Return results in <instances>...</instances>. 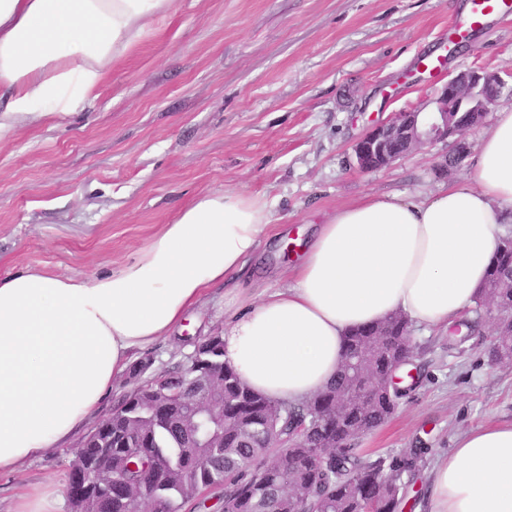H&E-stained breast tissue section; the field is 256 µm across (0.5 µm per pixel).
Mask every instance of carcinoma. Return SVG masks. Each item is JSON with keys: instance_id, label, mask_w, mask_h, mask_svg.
Returning <instances> with one entry per match:
<instances>
[{"instance_id": "cac0c4a2", "label": "carcinoma", "mask_w": 512, "mask_h": 512, "mask_svg": "<svg viewBox=\"0 0 512 512\" xmlns=\"http://www.w3.org/2000/svg\"><path fill=\"white\" fill-rule=\"evenodd\" d=\"M512 281V237L498 243L486 288L476 296L475 315L448 326V346L481 334L489 306L512 321V289L498 288L489 298V285ZM409 322L395 314L385 321L358 327L346 336L342 368L336 381L310 400L275 402L248 388L228 364L223 367L224 428L219 439H208L209 413L201 411L203 442L190 439L166 417L141 400L139 387L122 397L112 410V444L106 448L90 435L83 449L95 463L112 459L121 482L110 490L86 496L87 512H183L200 507L205 492L221 493L223 512H396L404 495L403 475L420 458L413 449L403 457H367L357 439L385 422L403 392L384 381L400 356L411 355ZM372 380L362 404L340 405L356 381ZM161 385L180 392L195 385L192 369L179 364L160 376ZM328 415L312 439L313 448H289L288 425ZM341 443V448H327Z\"/></svg>"}]
</instances>
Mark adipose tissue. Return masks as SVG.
Masks as SVG:
<instances>
[{"mask_svg": "<svg viewBox=\"0 0 512 512\" xmlns=\"http://www.w3.org/2000/svg\"><path fill=\"white\" fill-rule=\"evenodd\" d=\"M179 0H0V139L92 94ZM512 206V109L472 173L421 202L371 195L296 240L292 285L238 307L224 360L254 391L302 402L335 379L352 328L399 313L448 326L486 281ZM272 223L268 203L197 196L129 262L82 278L32 267L0 278V474L67 444L133 357L232 285ZM428 512H512V422L473 427L431 473Z\"/></svg>", "mask_w": 512, "mask_h": 512, "instance_id": "ef3b65f1", "label": "adipose tissue"}]
</instances>
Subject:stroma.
Returning <instances> with one entry per match:
<instances>
[{
    "label": "stroma",
    "mask_w": 512,
    "mask_h": 512,
    "mask_svg": "<svg viewBox=\"0 0 512 512\" xmlns=\"http://www.w3.org/2000/svg\"><path fill=\"white\" fill-rule=\"evenodd\" d=\"M462 0H180L112 66L73 114L0 140V277L40 267L90 277L133 258L196 196L224 189L272 205L250 287L212 288L172 336L147 349L156 375L224 333V312L288 286L276 241L371 194L420 200L468 176L436 169L446 143L366 172L353 146L396 112L430 115L441 88L478 70L512 107V13L450 41ZM442 58L438 74L421 56ZM418 380L395 414L362 436L370 457L422 454L397 512H426L435 463L465 430L512 422V362L491 363V330L449 347L447 330L412 325ZM60 490L58 456L0 474V512L34 483Z\"/></svg>",
    "instance_id": "obj_1"
}]
</instances>
